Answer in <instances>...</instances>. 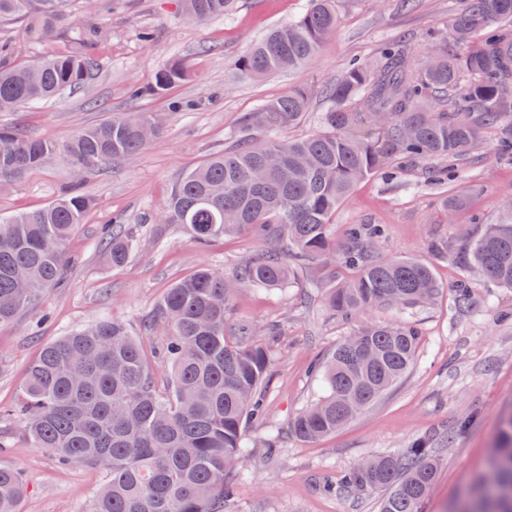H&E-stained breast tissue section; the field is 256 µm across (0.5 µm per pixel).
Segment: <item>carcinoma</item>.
Wrapping results in <instances>:
<instances>
[{"label": "carcinoma", "mask_w": 512, "mask_h": 512, "mask_svg": "<svg viewBox=\"0 0 512 512\" xmlns=\"http://www.w3.org/2000/svg\"><path fill=\"white\" fill-rule=\"evenodd\" d=\"M229 6L230 0H182V16L199 23ZM16 19L26 21L30 38L49 42L71 21L68 0H0V21ZM487 24L497 29L482 37ZM337 25L336 0H307L297 19L271 30L239 60L241 77L305 66ZM436 42L442 48L424 65L400 38L374 59L350 64L322 90L316 134L255 137L299 125L310 109L307 89L262 104L244 115L231 147L179 180L163 223L188 225L201 248L241 232L270 248L230 273L201 267L163 295L145 331L162 336L166 382L148 367L139 337L118 320L63 336L31 363L13 415L34 447L109 473L93 512H225L236 493L232 475L245 455V424L258 415L272 365L268 347L227 338V328L236 327L234 301L246 288H286L315 260L324 271L335 260L351 272L326 274V306L357 322V330L316 367L326 392L294 418L300 440L335 433L409 372L420 329L409 321H377L372 313L381 307L407 312L433 301L440 284L431 266L407 255L382 256L381 224L351 225L339 251L328 227L358 183L399 164L448 162L429 169L427 179L460 180L456 192L441 197L451 214L481 189L470 165L482 134H495L498 157H512V0H467ZM94 68L79 36L66 54L16 64L0 46V112L82 85ZM187 77L185 67L173 63L157 73L150 92L161 95ZM158 134L148 112L114 113L62 144L0 124V177L19 176L62 151L81 179L141 151ZM90 205L82 195H68L0 218V324L62 282L66 244ZM472 225L463 237L434 245L461 273L463 311L471 306L475 279L512 289V199L502 201L494 221L476 216ZM103 240L112 266H122L129 245L121 225H112ZM433 442L424 436L396 454L354 464L336 492L380 490V512H420L437 473ZM486 471L487 480L451 512H512V414L501 422ZM24 495L19 473L0 467V512H20Z\"/></svg>", "instance_id": "obj_1"}]
</instances>
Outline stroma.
Masks as SVG:
<instances>
[{"label": "stroma", "mask_w": 512, "mask_h": 512, "mask_svg": "<svg viewBox=\"0 0 512 512\" xmlns=\"http://www.w3.org/2000/svg\"><path fill=\"white\" fill-rule=\"evenodd\" d=\"M307 0H233L223 16L203 24L183 20L178 0H114L110 10H89L72 0V19L50 43L29 39L23 21L0 23V43L11 59L30 61L66 51L75 33L97 67L87 85L65 91L41 105L0 113V123L65 141L113 112H150L161 121L159 135L139 154L106 164L75 181L66 157L56 155L19 177L0 180V216L44 207L63 193L79 190L92 206L67 245L70 257L63 287L49 290L14 321L0 325V466L19 471L26 486L21 512H92L104 471L80 464L63 467L53 454L33 447L21 423L3 417L21 398L26 371L40 350L102 319L127 323L151 354L157 337L143 322L177 280L206 265L229 272L262 241L247 234L196 246L180 224L157 218L183 173L230 146L242 117L297 86L314 93L295 137L319 130L325 103L321 90L356 59L371 58L379 47L409 35L417 62L427 60L433 33L445 30L464 0H415L409 9L397 0H337L339 23L316 57L301 71L280 70L251 81L239 76L238 60L275 26L288 23ZM183 63L186 80L165 94L147 89L157 72ZM485 134L472 168L480 193L466 210L446 213L438 190L425 183L427 163L405 177H374L357 185L341 206L329 234L342 241L350 225L383 224L385 255L410 254L431 262L442 290L435 302L407 313L423 330L417 360L405 378L362 415L314 443L297 438L291 424L322 393L313 363L331 352L354 329L353 321L322 304L302 305L316 292L309 277L291 287L249 289L237 298L233 317L261 327L279 325L272 339L273 362L262 417L246 430L248 455L236 471L238 494L227 512H379L381 491L325 492L353 463L394 454L423 436L454 434L439 449L434 492L422 512H450L460 494L484 470L501 416L512 410V290L474 282L469 311L455 306L457 270L432 256L436 238L455 239L472 214L494 220L498 204L512 194V162L492 153ZM119 218L130 245L127 263L112 267L101 240L103 224ZM155 374L164 366L153 358ZM276 439L269 453L267 439Z\"/></svg>", "instance_id": "obj_1"}]
</instances>
